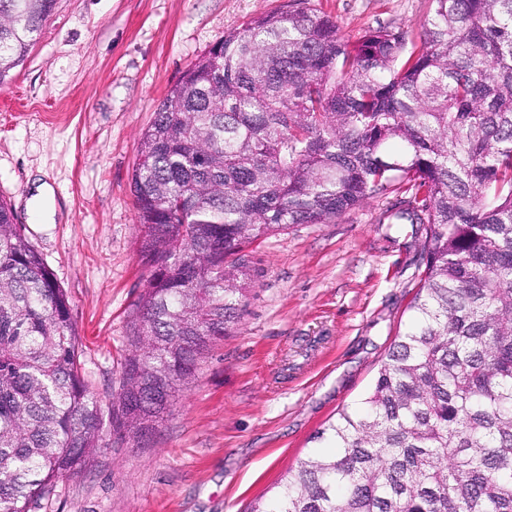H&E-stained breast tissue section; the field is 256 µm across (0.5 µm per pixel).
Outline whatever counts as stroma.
<instances>
[{"mask_svg":"<svg viewBox=\"0 0 512 512\" xmlns=\"http://www.w3.org/2000/svg\"><path fill=\"white\" fill-rule=\"evenodd\" d=\"M313 10L340 35L396 26L415 45L432 0H57L23 65L0 86V197L65 288L82 374L108 404L147 276L131 173L142 130L183 72L262 12ZM54 190L38 221L30 182ZM393 191L326 224L252 246L241 318L201 358L142 442L105 429L78 475L35 512H250L317 432L364 395L411 316L416 229L388 224Z\"/></svg>","mask_w":512,"mask_h":512,"instance_id":"35a3bbf8","label":"stroma"}]
</instances>
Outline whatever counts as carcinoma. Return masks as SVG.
I'll return each mask as SVG.
<instances>
[{"mask_svg": "<svg viewBox=\"0 0 512 512\" xmlns=\"http://www.w3.org/2000/svg\"><path fill=\"white\" fill-rule=\"evenodd\" d=\"M420 47L379 28L264 12L173 85L131 189L148 270L108 408L81 374L71 305L0 198V512H32L102 447L139 441L238 321L248 247L407 194L424 230L407 329L359 405L250 512H512V0H432ZM56 0H0V84Z\"/></svg>", "mask_w": 512, "mask_h": 512, "instance_id": "1", "label": "carcinoma"}]
</instances>
